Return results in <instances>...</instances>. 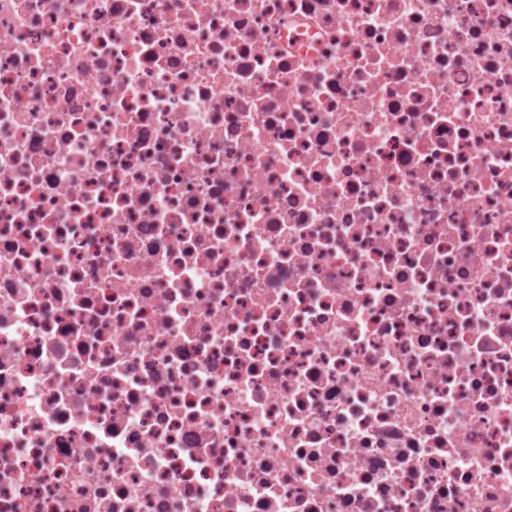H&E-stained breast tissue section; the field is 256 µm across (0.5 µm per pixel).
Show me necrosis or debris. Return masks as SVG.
Masks as SVG:
<instances>
[{
  "mask_svg": "<svg viewBox=\"0 0 512 512\" xmlns=\"http://www.w3.org/2000/svg\"><path fill=\"white\" fill-rule=\"evenodd\" d=\"M0 512H512V0H0Z\"/></svg>",
  "mask_w": 512,
  "mask_h": 512,
  "instance_id": "obj_1",
  "label": "necrosis or debris"
}]
</instances>
